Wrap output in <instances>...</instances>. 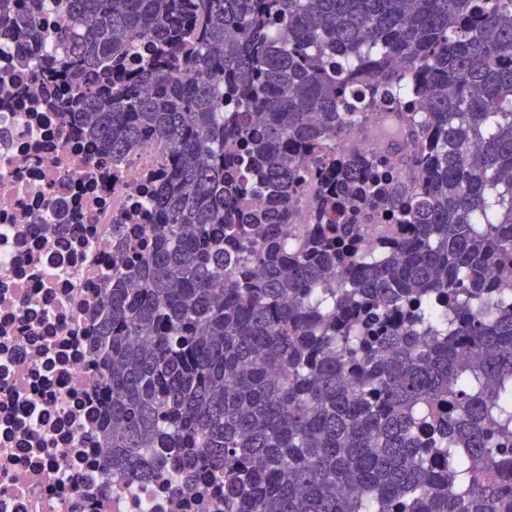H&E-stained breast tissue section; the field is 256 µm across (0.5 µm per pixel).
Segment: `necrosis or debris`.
Here are the masks:
<instances>
[{
	"mask_svg": "<svg viewBox=\"0 0 512 512\" xmlns=\"http://www.w3.org/2000/svg\"><path fill=\"white\" fill-rule=\"evenodd\" d=\"M64 21L44 8L31 44L0 39V512H216L206 485H140L102 466L93 316L113 259L130 252L127 229L148 221L141 201L171 147L147 138L95 165L100 144L38 88Z\"/></svg>",
	"mask_w": 512,
	"mask_h": 512,
	"instance_id": "obj_1",
	"label": "necrosis or debris"
}]
</instances>
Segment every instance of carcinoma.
<instances>
[{
	"label": "carcinoma",
	"instance_id": "carcinoma-1",
	"mask_svg": "<svg viewBox=\"0 0 512 512\" xmlns=\"http://www.w3.org/2000/svg\"><path fill=\"white\" fill-rule=\"evenodd\" d=\"M58 8L40 91L106 154L172 146L95 315L104 468L224 512H512V0ZM379 107L387 150L344 146ZM312 204V193L310 187L305 185L298 195V209L301 212V219L296 224H290L285 231L288 233V241L296 243L303 235L302 224L310 223V209Z\"/></svg>",
	"mask_w": 512,
	"mask_h": 512
}]
</instances>
